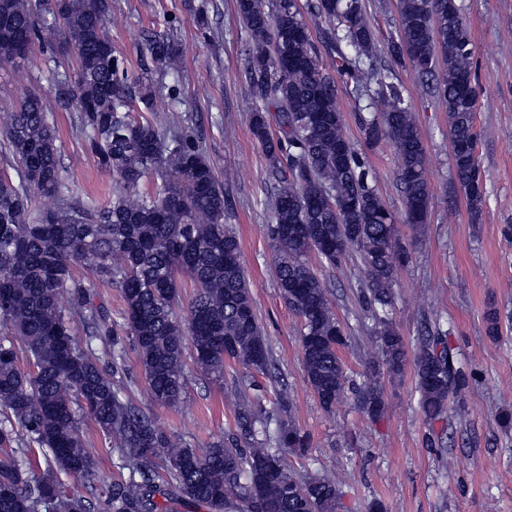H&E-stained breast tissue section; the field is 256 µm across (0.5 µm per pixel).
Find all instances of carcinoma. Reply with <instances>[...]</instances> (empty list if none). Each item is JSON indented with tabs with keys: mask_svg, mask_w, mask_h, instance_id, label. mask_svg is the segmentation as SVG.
Wrapping results in <instances>:
<instances>
[{
	"mask_svg": "<svg viewBox=\"0 0 512 512\" xmlns=\"http://www.w3.org/2000/svg\"><path fill=\"white\" fill-rule=\"evenodd\" d=\"M399 28L387 50L421 76L441 68L435 94L448 113L454 176L472 220L482 213L484 176L476 155L477 91L473 43L456 0H397ZM250 39L247 83L254 100L249 126L268 160L273 189L265 232L276 253L282 298L301 320L305 378L329 411L349 390L376 421L386 409L383 377L413 365L419 410L433 423L468 387L445 331L425 326L409 351L390 311L398 268L411 259L395 214L370 186L366 165L342 132L336 85L296 0H236ZM308 10L328 25L336 72L369 105L389 104L361 118L368 145H392L399 163L405 220L425 223L431 196L426 150L395 70L376 66V35L363 0H315ZM109 0H0V68L17 67L41 28L65 34L55 58L54 99L28 87L0 110V140L14 174L0 171V512H91L86 497L60 481L84 480L110 512H335L336 480L297 476L283 455H301L308 435L281 415L288 384L275 367L258 321L239 241L228 225L224 183L177 110L179 45L169 33L146 35L145 60L134 72L112 48ZM173 76L166 107L157 106L158 77ZM74 107L77 131L100 168L120 188L104 205L63 190L53 112ZM151 193H141L146 181ZM359 255V303L372 322L379 360L360 384L346 376L339 349L345 330L330 290L305 257L329 265ZM91 268L124 303L122 329L94 306L74 268ZM195 288L186 313L175 311L184 280ZM82 325L85 339L72 335ZM131 337L142 390L170 406L185 383L192 347L207 374L224 362L266 376L273 399L239 405L236 433L203 453L165 432L123 397L124 336ZM103 343L102 354L93 348ZM271 407H266L265 402ZM93 419L116 438L128 476H97L82 422Z\"/></svg>",
	"mask_w": 512,
	"mask_h": 512,
	"instance_id": "cac0c4a2",
	"label": "carcinoma"
}]
</instances>
